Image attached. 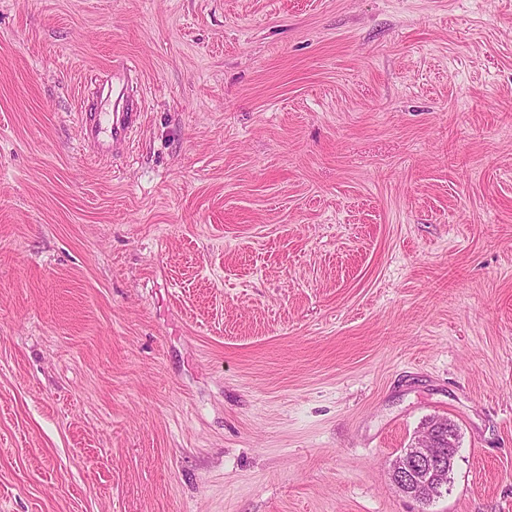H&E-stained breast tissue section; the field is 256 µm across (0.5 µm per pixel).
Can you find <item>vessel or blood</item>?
<instances>
[{"mask_svg":"<svg viewBox=\"0 0 512 512\" xmlns=\"http://www.w3.org/2000/svg\"><path fill=\"white\" fill-rule=\"evenodd\" d=\"M89 90L101 104L100 111L81 116L84 142L93 144L97 155L106 156L133 141L137 114L135 94L128 78L120 73L91 82Z\"/></svg>","mask_w":512,"mask_h":512,"instance_id":"obj_1","label":"vessel or blood"}]
</instances>
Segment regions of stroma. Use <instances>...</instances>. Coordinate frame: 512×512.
<instances>
[{
	"instance_id": "1",
	"label": "stroma",
	"mask_w": 512,
	"mask_h": 512,
	"mask_svg": "<svg viewBox=\"0 0 512 512\" xmlns=\"http://www.w3.org/2000/svg\"><path fill=\"white\" fill-rule=\"evenodd\" d=\"M0 512H512V0H0ZM91 94L102 105L101 112L81 113V133L84 143L95 146L94 157L114 154L120 147H129L136 131L138 99L129 79L112 72V78L91 81ZM447 431L448 466H450L453 448L456 456L458 445L456 448L453 422L443 418H433L428 421L408 452L397 456L392 462L390 475L393 482L403 493L410 495L421 504L431 502L434 498L441 496L445 490L439 478L445 469V457L439 446V439L441 434ZM415 471L420 475L413 476Z\"/></svg>"
}]
</instances>
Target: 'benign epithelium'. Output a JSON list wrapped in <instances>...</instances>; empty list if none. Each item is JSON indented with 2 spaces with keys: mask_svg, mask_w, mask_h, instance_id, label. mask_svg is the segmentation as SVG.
Segmentation results:
<instances>
[{
  "mask_svg": "<svg viewBox=\"0 0 512 512\" xmlns=\"http://www.w3.org/2000/svg\"><path fill=\"white\" fill-rule=\"evenodd\" d=\"M448 433V456L456 447L453 422L433 418L423 427L421 434L408 452L397 456L391 465L393 482L414 500L427 504L442 495L445 486L440 479L445 467V456L439 446L441 434Z\"/></svg>",
  "mask_w": 512,
  "mask_h": 512,
  "instance_id": "7a95c632",
  "label": "benign epithelium"
}]
</instances>
